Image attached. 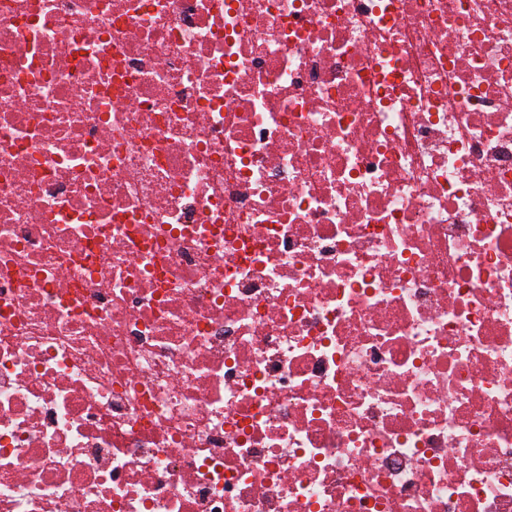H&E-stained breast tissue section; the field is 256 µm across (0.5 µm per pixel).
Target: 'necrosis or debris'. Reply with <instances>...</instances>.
<instances>
[{"label": "necrosis or debris", "instance_id": "4bbe7bcc", "mask_svg": "<svg viewBox=\"0 0 512 512\" xmlns=\"http://www.w3.org/2000/svg\"><path fill=\"white\" fill-rule=\"evenodd\" d=\"M0 512H512V0H0Z\"/></svg>", "mask_w": 512, "mask_h": 512}]
</instances>
